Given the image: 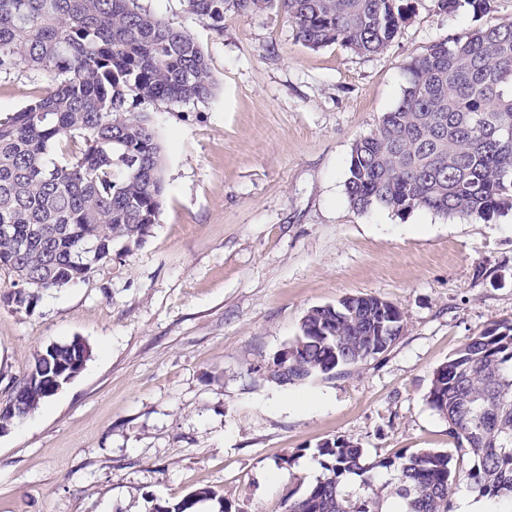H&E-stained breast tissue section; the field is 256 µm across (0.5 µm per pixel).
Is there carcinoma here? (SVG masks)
<instances>
[{"instance_id": "carcinoma-1", "label": "carcinoma", "mask_w": 512, "mask_h": 512, "mask_svg": "<svg viewBox=\"0 0 512 512\" xmlns=\"http://www.w3.org/2000/svg\"><path fill=\"white\" fill-rule=\"evenodd\" d=\"M221 26L224 14L278 3L299 39L320 48L381 52L413 11V0H185ZM22 61L54 82L48 95L0 119V269L14 276L12 301L86 278L112 261L113 245H139L160 213L162 148L129 101L187 103L214 91L204 53L185 30L135 0H0V69ZM400 104L350 154L346 193L357 211L405 215L428 209L489 218L512 208V23L438 43L406 66ZM94 263L83 260L86 251ZM404 315L382 299L346 297L308 310L288 343L279 385L333 379L398 339ZM90 357L88 346H52L17 384L0 416L8 426ZM430 407L474 458L464 480L492 502L512 500V320L468 338L432 374ZM322 477L285 512H382L379 470L394 474L399 512H451L457 471L444 451L397 453L373 465L358 443L338 437L314 452ZM224 497L209 489L152 512H196Z\"/></svg>"}]
</instances>
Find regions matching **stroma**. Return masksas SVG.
<instances>
[{
	"mask_svg": "<svg viewBox=\"0 0 512 512\" xmlns=\"http://www.w3.org/2000/svg\"><path fill=\"white\" fill-rule=\"evenodd\" d=\"M188 31L215 82L205 101L144 102L164 157L157 224L86 279L16 306L0 270V406L46 348L83 340V370L0 433V512H150L204 487L233 512H284L321 474L313 453L345 436L373 464L456 454L427 402L433 371L468 337L512 319V209L481 219L354 210L353 144L400 102L406 65L433 43L512 22L467 0L414 11L380 53L312 49L277 7L227 13L136 0ZM0 70V118L50 89ZM372 295L403 335L350 375L281 387L266 368L308 309Z\"/></svg>",
	"mask_w": 512,
	"mask_h": 512,
	"instance_id": "35a3bbf8",
	"label": "stroma"
}]
</instances>
